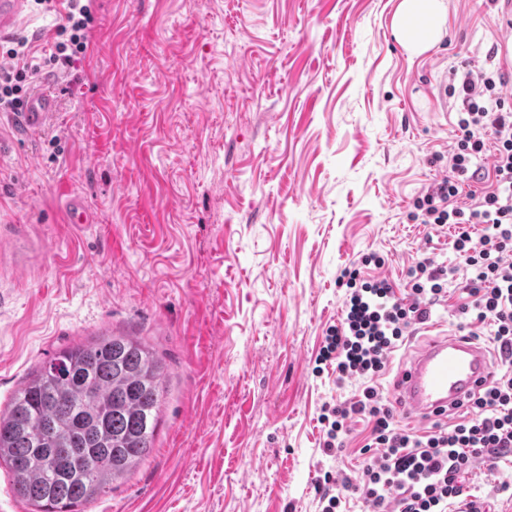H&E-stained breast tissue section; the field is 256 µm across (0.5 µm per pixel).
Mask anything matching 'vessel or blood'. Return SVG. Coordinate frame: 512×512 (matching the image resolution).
Here are the masks:
<instances>
[{"label":"vessel or blood","mask_w":512,"mask_h":512,"mask_svg":"<svg viewBox=\"0 0 512 512\" xmlns=\"http://www.w3.org/2000/svg\"><path fill=\"white\" fill-rule=\"evenodd\" d=\"M27 0H0V37L22 19ZM55 109L52 94L37 91L18 114L22 125L38 130ZM489 348L473 336L447 333L428 340L410 357L396 381L392 397L402 415L442 419L490 382Z\"/></svg>","instance_id":"b4317fda"}]
</instances>
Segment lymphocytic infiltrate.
I'll use <instances>...</instances> for the list:
<instances>
[{"mask_svg":"<svg viewBox=\"0 0 512 512\" xmlns=\"http://www.w3.org/2000/svg\"><path fill=\"white\" fill-rule=\"evenodd\" d=\"M47 9L62 7L61 22L48 54L36 56L28 38L0 47V112L21 109L44 66L69 70L84 59L96 17L93 0H36ZM457 83L458 135L450 171L417 197L422 223L450 227L449 245L465 268L461 313L476 329H488L499 367L490 385L448 425L420 433L397 425L394 408L373 385L402 344L408 329L426 323L430 308L444 301L443 268L432 259L416 263L413 285L397 297L381 276L346 270L342 315L322 338L317 364L331 368L337 383L365 380L362 392L321 415L325 451L340 450L353 420L370 431L360 482L326 477L320 490L322 512H336L342 499L359 495L369 512H449L469 503L467 482L477 464L495 468L512 459V106L502 69L452 70ZM491 158L489 171L478 160Z\"/></svg>","mask_w":512,"mask_h":512,"instance_id":"1","label":"lymphocytic infiltrate"}]
</instances>
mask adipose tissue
Masks as SVG:
<instances>
[{"mask_svg": "<svg viewBox=\"0 0 512 512\" xmlns=\"http://www.w3.org/2000/svg\"><path fill=\"white\" fill-rule=\"evenodd\" d=\"M444 14L443 0H402L396 32L408 48L425 50L440 33Z\"/></svg>", "mask_w": 512, "mask_h": 512, "instance_id": "adipose-tissue-1", "label": "adipose tissue"}]
</instances>
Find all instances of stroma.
<instances>
[{
  "instance_id": "obj_1",
  "label": "stroma",
  "mask_w": 512,
  "mask_h": 512,
  "mask_svg": "<svg viewBox=\"0 0 512 512\" xmlns=\"http://www.w3.org/2000/svg\"><path fill=\"white\" fill-rule=\"evenodd\" d=\"M400 2L95 0L79 69L38 84L51 119L0 112V410L68 346L130 336L163 365L152 448L81 512H321L324 475L359 479L366 422L327 452L319 416L363 382L315 358L362 255L400 296L421 257L450 268L429 322L466 330L459 260L411 215L448 169L446 72L512 33L501 0H444L413 53ZM503 482L477 467L487 512Z\"/></svg>"
}]
</instances>
